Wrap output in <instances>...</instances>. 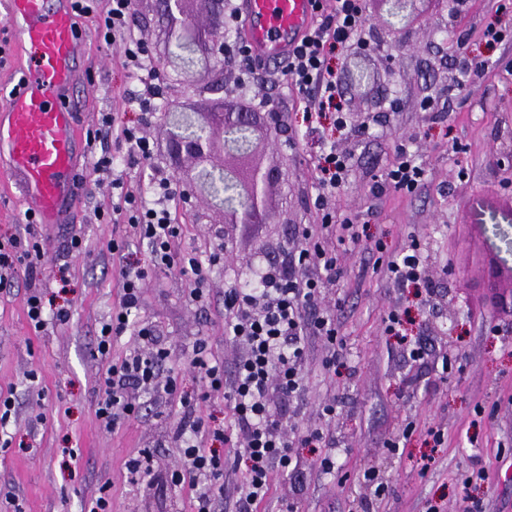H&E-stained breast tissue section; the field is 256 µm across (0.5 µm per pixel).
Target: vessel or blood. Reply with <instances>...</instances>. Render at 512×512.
<instances>
[{
    "label": "vessel or blood",
    "instance_id": "obj_1",
    "mask_svg": "<svg viewBox=\"0 0 512 512\" xmlns=\"http://www.w3.org/2000/svg\"><path fill=\"white\" fill-rule=\"evenodd\" d=\"M6 21L27 62L0 106V166L28 212L61 223L79 192L75 114L63 99L83 54L73 0H6ZM311 0H242L240 20L253 59L278 63L312 22Z\"/></svg>",
    "mask_w": 512,
    "mask_h": 512
}]
</instances>
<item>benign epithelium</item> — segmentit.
Returning <instances> with one entry per match:
<instances>
[{"instance_id":"benign-epithelium-1","label":"benign epithelium","mask_w":512,"mask_h":512,"mask_svg":"<svg viewBox=\"0 0 512 512\" xmlns=\"http://www.w3.org/2000/svg\"><path fill=\"white\" fill-rule=\"evenodd\" d=\"M162 12L166 16L170 29L182 37L191 47L194 62L205 68H211L224 56V40L203 41L201 34L184 24L186 0H161ZM384 11L383 22L394 27L415 16L422 0H380ZM346 79L350 87L362 95L370 93L376 84L374 72L360 65L347 67ZM178 114L188 116L197 135L187 137L174 123H169L168 146L170 154L177 158H186L192 162L188 169L178 172V181L184 187L186 199L196 194L212 198L213 189L209 174L219 172L230 175L241 194L246 209H234L219 205L224 214V229L229 230L239 224H265L268 214L266 195L271 186L280 179V171L275 166L264 167L255 156V147L262 138L278 133L274 117H263L258 112H242L231 102L201 118L180 105L174 107ZM232 124L244 127L248 133V144L237 149L224 143V131ZM223 152V164L213 163L217 150ZM485 288L498 293L507 308H512V267L499 261L495 266L484 270Z\"/></svg>"}]
</instances>
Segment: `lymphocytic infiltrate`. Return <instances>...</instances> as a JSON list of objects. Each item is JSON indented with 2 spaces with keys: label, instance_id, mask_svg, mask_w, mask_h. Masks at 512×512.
<instances>
[{
  "label": "lymphocytic infiltrate",
  "instance_id": "1",
  "mask_svg": "<svg viewBox=\"0 0 512 512\" xmlns=\"http://www.w3.org/2000/svg\"><path fill=\"white\" fill-rule=\"evenodd\" d=\"M77 16L92 19L102 41L120 46L128 74L140 77V92H127L122 107L154 110L162 96L160 70L149 55L135 27L133 0H74ZM315 20L288 51L284 76L304 101L303 122L314 134L319 152L313 165L315 207L319 223L305 226L304 246L268 262L256 285L246 289L230 284L224 289V335L241 345L232 375H225L224 362L216 358L205 340H196L186 356L187 369L205 384V391L191 396L180 391L177 378L165 372L171 357L166 344L152 328L136 323L134 316L153 270L190 268L193 278L186 291L193 307L209 299L205 263H217L232 249L228 237H220L208 262L189 256L181 247L182 229L176 220V190L170 179L155 180L153 199L129 185L117 174L113 147L123 148L130 163L150 161L152 146L141 126L123 121L118 112L103 114L98 126L88 131L85 152L90 160V190L108 187L111 203L95 210L99 223L123 226L124 235L110 240L120 288L119 304L99 328L95 357L105 364L98 381L95 416L106 431H114L139 416L143 398L166 395L181 409V419L169 441L178 461L167 476H156L153 455L142 449L125 463L132 483L165 491L186 488L191 492V512H215L224 498V473H238L233 487L234 512H257L269 494L273 470L299 472V448H316L320 472L336 471L339 453L330 432L337 403L317 405L315 424L284 428L272 397L301 398L308 391L305 373L307 347L320 340L323 347L321 376L332 380L345 364V348L339 337L334 288L342 273L338 246L358 243L359 227L351 219H337L335 202L353 175L348 155L337 152V135L346 134L348 117L341 106V92L331 57L337 49L366 45L368 19L364 0H313ZM395 158L370 190L379 194L388 188L414 192L424 186L426 164L409 139L397 140ZM145 244L148 262L129 250L130 240ZM45 251L40 240L14 234L0 240V286L25 275L30 283L27 317L35 333L48 326L69 322L71 312L46 303V293L37 283L43 274ZM382 272L395 286L415 288L423 302L433 295L429 256L414 245L393 254ZM131 336L134 346L124 357L112 356L114 341ZM223 396L226 421L203 416V403Z\"/></svg>",
  "mask_w": 512,
  "mask_h": 512
}]
</instances>
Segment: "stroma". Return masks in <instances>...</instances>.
<instances>
[{
    "label": "stroma",
    "instance_id": "obj_1",
    "mask_svg": "<svg viewBox=\"0 0 512 512\" xmlns=\"http://www.w3.org/2000/svg\"><path fill=\"white\" fill-rule=\"evenodd\" d=\"M368 44L364 65L377 72L373 99L361 98L342 85L343 102L354 123H367V133L337 140L349 153L355 173L336 198L338 215L364 225L362 240L343 255L344 274L336 285L341 299L337 312L346 344L348 365L336 377L338 414L332 428L341 443L340 469L333 475L317 471L314 449H300L307 459L303 491L292 496V480L274 473L265 512H280L294 501L299 512H361L369 491L363 470L379 471L387 490L383 512H427L444 505L457 512L468 496L482 512H512V319L498 313L480 320L470 311L483 297L474 283L480 270L472 255L476 246L498 247L493 228L471 240L465 224L473 216L468 202L495 199L512 192V171L496 158L512 147V38L488 46L487 26L512 31V0H447L427 4L421 15L399 32L381 20L378 0H369ZM137 28L159 66L165 100L210 112L222 100L267 98L279 116L283 133L260 143V150L281 171L280 182L267 193L271 218L264 224L238 225L234 257L210 267V304L189 306L188 278L179 271L155 272L144 289L138 317L150 323L171 349V367L180 371L188 393L202 388L183 370L181 356L197 339L232 363L238 350L224 335V285L246 281L250 267L275 259L282 241L300 243L299 233L317 223L312 204V158L315 143L302 124L303 103L280 69L258 68L240 83L236 65L228 63L218 76L223 94L200 92L197 83L168 65L165 50L168 22L156 0H134ZM84 54L79 84L73 90L75 121L80 133L97 127L111 111L112 94L135 83L119 55L103 44L94 23L81 19ZM485 61L482 77L461 83L463 61ZM143 122L153 145L151 162L123 164L132 185L149 190L152 176L171 174L165 109L142 116L138 107L123 116ZM413 137L430 169L416 194L389 190L373 196L369 188L393 155L394 142ZM108 189L95 199L78 195L68 222L85 235L91 256L75 257L66 250L65 229L42 231L44 249L63 268L64 282L42 279L56 304L71 311L68 324L35 335L27 318V285L18 278L10 292H0V386H14L18 404L7 430L14 445L0 450V487L11 490L22 512H88L102 485H109L112 512H189V491L154 495L130 484L125 460L140 449L154 451L153 466L172 467L175 449L165 447L167 431L180 413L164 402L146 403L140 418L114 432L100 428L95 417V387L102 370L92 354L102 320L119 301V288L106 244L112 227L98 223L94 209L109 204ZM184 248L204 252L223 229L220 210L178 199ZM383 242L394 253L418 243L432 256L434 297L423 305L394 287L368 260V248ZM408 310L404 332L426 344L424 362H413L398 339L385 335L383 318L393 307ZM36 372V382L27 373ZM415 423L409 439L401 434ZM448 431L444 446L427 443L431 426ZM401 439L398 451L385 447L386 438ZM82 457L79 476H70L65 449Z\"/></svg>",
    "mask_w": 512,
    "mask_h": 512
}]
</instances>
